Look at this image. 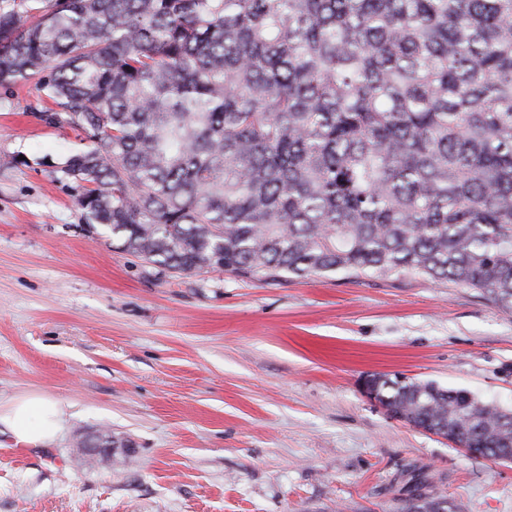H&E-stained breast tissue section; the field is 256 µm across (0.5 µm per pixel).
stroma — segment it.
Returning <instances> with one entry per match:
<instances>
[{"instance_id":"35a3bbf8","label":"stroma","mask_w":512,"mask_h":512,"mask_svg":"<svg viewBox=\"0 0 512 512\" xmlns=\"http://www.w3.org/2000/svg\"><path fill=\"white\" fill-rule=\"evenodd\" d=\"M46 106L34 82L0 88V400L67 417L44 446L0 426V512H404L414 471L448 512H512V462L363 391L401 375L512 409V310L418 276L265 282L122 253L60 173L88 141ZM100 431L134 455L82 464Z\"/></svg>"}]
</instances>
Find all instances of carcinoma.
Returning <instances> with one entry per match:
<instances>
[{"mask_svg":"<svg viewBox=\"0 0 512 512\" xmlns=\"http://www.w3.org/2000/svg\"><path fill=\"white\" fill-rule=\"evenodd\" d=\"M92 143L63 175L179 273L403 276L512 309V0H0V87ZM483 458L512 411L374 378ZM407 512H447L413 477Z\"/></svg>","mask_w":512,"mask_h":512,"instance_id":"carcinoma-1","label":"carcinoma"}]
</instances>
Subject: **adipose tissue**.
<instances>
[{
    "label": "adipose tissue",
    "instance_id": "ef3b65f1",
    "mask_svg": "<svg viewBox=\"0 0 512 512\" xmlns=\"http://www.w3.org/2000/svg\"><path fill=\"white\" fill-rule=\"evenodd\" d=\"M64 409L54 400L39 394H27L0 402V426L26 444L52 442L60 428Z\"/></svg>",
    "mask_w": 512,
    "mask_h": 512
}]
</instances>
